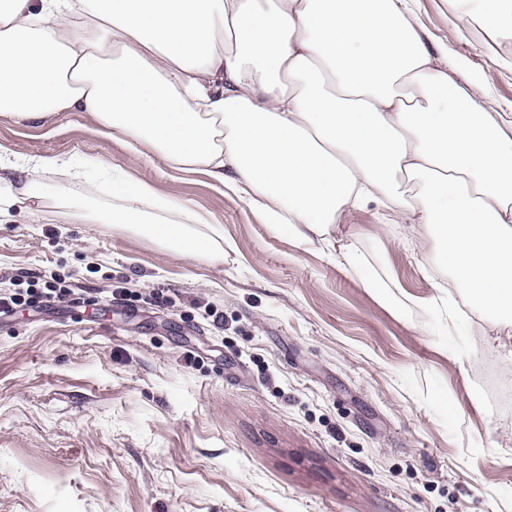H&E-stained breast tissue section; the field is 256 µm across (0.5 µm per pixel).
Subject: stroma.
Segmentation results:
<instances>
[{
    "label": "stroma",
    "mask_w": 512,
    "mask_h": 512,
    "mask_svg": "<svg viewBox=\"0 0 512 512\" xmlns=\"http://www.w3.org/2000/svg\"><path fill=\"white\" fill-rule=\"evenodd\" d=\"M458 7L415 0L414 19L451 81L511 114L512 30L458 29ZM16 153L106 160L220 225L224 257L83 223L114 204L99 177L46 174L38 220L0 223V280L70 287L0 314V512H512V326L460 292L455 318L426 305L433 253L374 206L301 246L87 112H0V155ZM340 244L383 256L386 298ZM336 261L339 265L360 275L366 288H370L379 297H384L385 283L374 272L368 259L354 251L351 245L342 244L338 247Z\"/></svg>",
    "instance_id": "obj_1"
}]
</instances>
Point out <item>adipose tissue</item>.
Instances as JSON below:
<instances>
[{
  "mask_svg": "<svg viewBox=\"0 0 512 512\" xmlns=\"http://www.w3.org/2000/svg\"><path fill=\"white\" fill-rule=\"evenodd\" d=\"M0 112H89L168 165L207 174L301 244L375 204L431 244L453 291L512 325V126L451 83L406 0H0ZM59 157L0 159V223ZM89 224L196 259L221 227L116 176Z\"/></svg>",
  "mask_w": 512,
  "mask_h": 512,
  "instance_id": "ef3b65f1",
  "label": "adipose tissue"
}]
</instances>
